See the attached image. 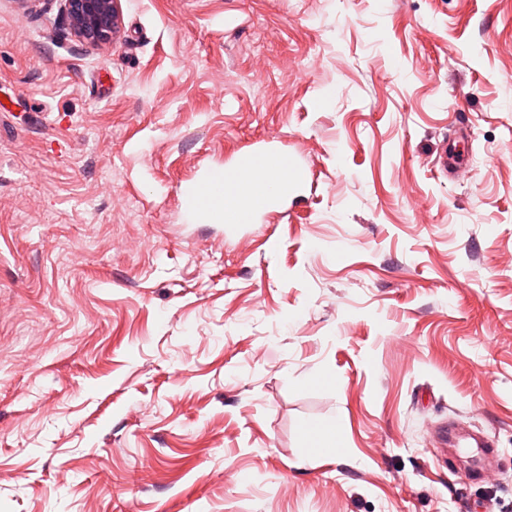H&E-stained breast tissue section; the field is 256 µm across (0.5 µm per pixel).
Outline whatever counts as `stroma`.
I'll use <instances>...</instances> for the list:
<instances>
[{
  "label": "stroma",
  "mask_w": 512,
  "mask_h": 512,
  "mask_svg": "<svg viewBox=\"0 0 512 512\" xmlns=\"http://www.w3.org/2000/svg\"><path fill=\"white\" fill-rule=\"evenodd\" d=\"M120 13L0 0V512H512V0ZM271 135L304 200L191 223ZM74 35L93 44L112 41L119 27L120 0H59ZM318 432L313 435L311 429H304V434L309 441L308 452L314 455L331 453L336 450V445L340 438V426L338 422L328 423L317 427Z\"/></svg>",
  "instance_id": "35a3bbf8"
}]
</instances>
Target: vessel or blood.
Wrapping results in <instances>:
<instances>
[{
  "label": "vessel or blood",
  "instance_id": "obj_1",
  "mask_svg": "<svg viewBox=\"0 0 512 512\" xmlns=\"http://www.w3.org/2000/svg\"><path fill=\"white\" fill-rule=\"evenodd\" d=\"M306 170L283 148L279 137L225 159L210 168L183 193L184 210L194 223L222 222L228 232L248 224H262L287 211L289 201L299 199ZM235 190L234 207L224 205L228 190Z\"/></svg>",
  "mask_w": 512,
  "mask_h": 512
}]
</instances>
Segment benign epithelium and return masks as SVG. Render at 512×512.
I'll use <instances>...</instances> for the list:
<instances>
[{"label": "benign epithelium", "mask_w": 512, "mask_h": 512, "mask_svg": "<svg viewBox=\"0 0 512 512\" xmlns=\"http://www.w3.org/2000/svg\"><path fill=\"white\" fill-rule=\"evenodd\" d=\"M74 35L93 44L112 41L119 27L120 0H60Z\"/></svg>", "instance_id": "7a95c632"}]
</instances>
